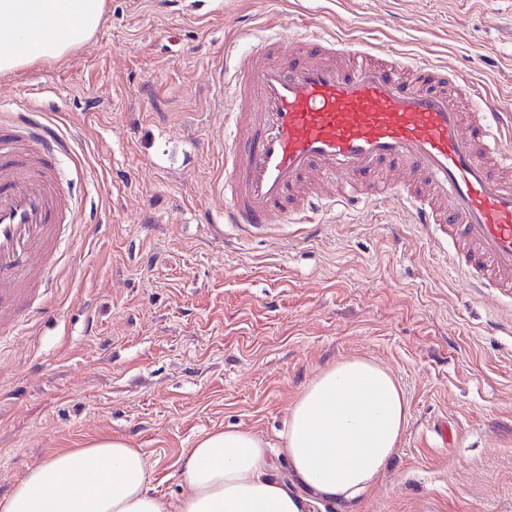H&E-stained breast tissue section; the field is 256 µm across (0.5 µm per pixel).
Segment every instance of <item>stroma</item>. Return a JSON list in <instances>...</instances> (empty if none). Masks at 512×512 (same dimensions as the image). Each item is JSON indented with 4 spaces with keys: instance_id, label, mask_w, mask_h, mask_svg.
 <instances>
[{
    "instance_id": "1",
    "label": "stroma",
    "mask_w": 512,
    "mask_h": 512,
    "mask_svg": "<svg viewBox=\"0 0 512 512\" xmlns=\"http://www.w3.org/2000/svg\"><path fill=\"white\" fill-rule=\"evenodd\" d=\"M269 25L424 59L512 110V0H106L65 57L0 73L1 116L69 141L75 209L49 307L0 339V495L52 449L111 436L178 503L179 457L201 435L278 445L304 387L364 357L396 377L410 419L353 512H512V301L473 296L409 212L377 201L309 234L214 233L217 79Z\"/></svg>"
}]
</instances>
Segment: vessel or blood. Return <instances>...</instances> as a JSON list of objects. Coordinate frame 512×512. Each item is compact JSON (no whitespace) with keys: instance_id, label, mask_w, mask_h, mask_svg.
<instances>
[{"instance_id":"1","label":"vessel or blood","mask_w":512,"mask_h":512,"mask_svg":"<svg viewBox=\"0 0 512 512\" xmlns=\"http://www.w3.org/2000/svg\"><path fill=\"white\" fill-rule=\"evenodd\" d=\"M309 60L296 57L298 44ZM297 42L266 36L236 74L233 111L222 114L224 175L213 183L225 206L220 224L282 223L338 205L353 210L374 195L409 211L415 224L452 247L450 267L477 291L512 298V115L463 109L467 83L419 61L349 52L336 68L335 37ZM280 54L282 63L268 61ZM63 142L46 125L18 118L0 125V334H13L22 300H45L42 272L63 252L71 222L56 177ZM404 163L424 186L384 182ZM339 180L327 195L322 180Z\"/></svg>"}]
</instances>
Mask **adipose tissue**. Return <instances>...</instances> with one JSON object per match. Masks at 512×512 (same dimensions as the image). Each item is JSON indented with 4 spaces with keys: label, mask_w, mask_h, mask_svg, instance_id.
<instances>
[{
    "label": "adipose tissue",
    "mask_w": 512,
    "mask_h": 512,
    "mask_svg": "<svg viewBox=\"0 0 512 512\" xmlns=\"http://www.w3.org/2000/svg\"><path fill=\"white\" fill-rule=\"evenodd\" d=\"M105 0H0V72L60 58L100 27ZM63 29L44 39L42 24ZM395 377L363 358L322 370L289 410L281 453L291 471L273 475L264 441L216 430L180 458L188 487L177 508L150 491L149 463L120 437L53 451L0 497V512H309L316 500L350 504L375 485L409 420Z\"/></svg>",
    "instance_id": "obj_1"
}]
</instances>
